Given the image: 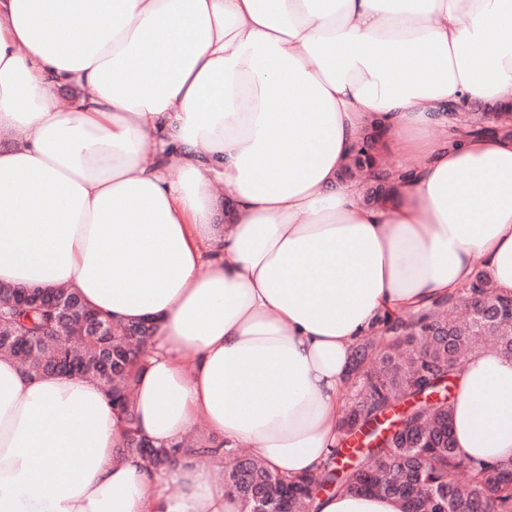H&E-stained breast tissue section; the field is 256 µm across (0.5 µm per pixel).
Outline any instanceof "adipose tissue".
<instances>
[{
	"instance_id": "1",
	"label": "adipose tissue",
	"mask_w": 512,
	"mask_h": 512,
	"mask_svg": "<svg viewBox=\"0 0 512 512\" xmlns=\"http://www.w3.org/2000/svg\"><path fill=\"white\" fill-rule=\"evenodd\" d=\"M475 102L512 110V0H0V283L155 324L134 393L152 444L202 419L276 474L318 472L384 312L479 271L512 294V136L448 138ZM371 127L416 158L378 206L338 179ZM452 431L460 457H512V358L463 359ZM120 441L98 382L0 355V512H239L208 470Z\"/></svg>"
}]
</instances>
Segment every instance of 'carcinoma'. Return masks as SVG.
Returning <instances> with one entry per match:
<instances>
[{
	"label": "carcinoma",
	"instance_id": "1",
	"mask_svg": "<svg viewBox=\"0 0 512 512\" xmlns=\"http://www.w3.org/2000/svg\"><path fill=\"white\" fill-rule=\"evenodd\" d=\"M512 135V112H472L461 129H487ZM378 157L372 137L358 144L342 173L352 178ZM23 291L0 283V355L15 358L35 374L57 373L100 383L124 425L120 458L138 456L154 470L168 469L179 457L207 458L224 466V487L252 512L256 502L269 512H309L319 491L390 496L403 512H512V458L494 466H477L456 454L451 435V403L416 407L408 416L410 433H395L367 449L354 464H341L336 448L315 474L284 478L256 457L224 440L197 437L171 446L146 447L138 432L133 391L139 368L153 337H136L139 323L114 324L109 336L82 331L81 320L96 315L81 296L68 288ZM492 340L501 349L512 345V295L496 291L479 271L473 280L428 308L386 313L377 333L355 350L359 394L346 399L342 428L368 426L401 401L416 396L432 379L455 377L462 359ZM465 473V479L458 478Z\"/></svg>",
	"mask_w": 512,
	"mask_h": 512
}]
</instances>
